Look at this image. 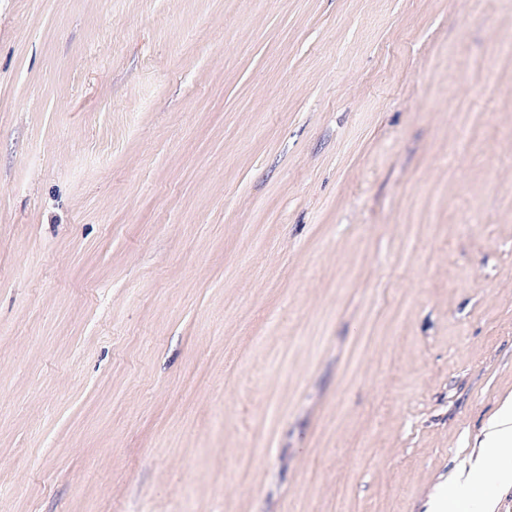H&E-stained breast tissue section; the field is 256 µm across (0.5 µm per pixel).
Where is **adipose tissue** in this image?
Here are the masks:
<instances>
[{"label":"adipose tissue","mask_w":512,"mask_h":512,"mask_svg":"<svg viewBox=\"0 0 512 512\" xmlns=\"http://www.w3.org/2000/svg\"><path fill=\"white\" fill-rule=\"evenodd\" d=\"M474 446L477 455L464 484L441 483L425 512H469L466 494L483 497L486 512H493L500 492L512 488V469L499 468L502 457L512 456V401L504 400L497 415L481 430Z\"/></svg>","instance_id":"obj_1"}]
</instances>
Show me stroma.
Returning a JSON list of instances; mask_svg holds the SVG:
<instances>
[{
  "instance_id": "stroma-1",
  "label": "stroma",
  "mask_w": 512,
  "mask_h": 512,
  "mask_svg": "<svg viewBox=\"0 0 512 512\" xmlns=\"http://www.w3.org/2000/svg\"><path fill=\"white\" fill-rule=\"evenodd\" d=\"M510 394L512 0H0V512H425Z\"/></svg>"
}]
</instances>
